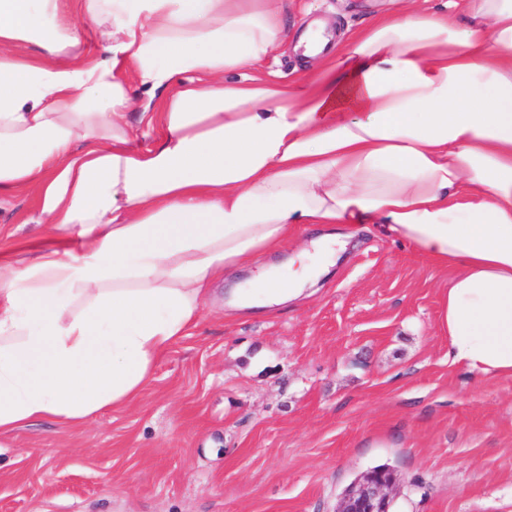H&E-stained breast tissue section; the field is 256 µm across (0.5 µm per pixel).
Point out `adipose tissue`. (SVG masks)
<instances>
[{
	"instance_id": "adipose-tissue-1",
	"label": "adipose tissue",
	"mask_w": 512,
	"mask_h": 512,
	"mask_svg": "<svg viewBox=\"0 0 512 512\" xmlns=\"http://www.w3.org/2000/svg\"><path fill=\"white\" fill-rule=\"evenodd\" d=\"M77 2L0 0V193L28 191L48 227L25 259L0 250V433L133 405L214 283L300 224L365 219L451 270L449 360L512 379V0H464L462 24L455 0H393L337 49L305 33L320 67L286 88L229 79L286 38L279 0ZM133 108L165 131L150 148ZM342 243L298 247L233 304L298 298Z\"/></svg>"
}]
</instances>
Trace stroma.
<instances>
[{"instance_id": "35a3bbf8", "label": "stroma", "mask_w": 512, "mask_h": 512, "mask_svg": "<svg viewBox=\"0 0 512 512\" xmlns=\"http://www.w3.org/2000/svg\"><path fill=\"white\" fill-rule=\"evenodd\" d=\"M387 0H283L285 41L234 81L309 71L314 22L349 42ZM0 194V246L43 235ZM448 271L366 225L318 291L272 313L204 310L136 405L88 426L0 436V512H335L363 473L399 478L391 512H512V380L448 361Z\"/></svg>"}]
</instances>
